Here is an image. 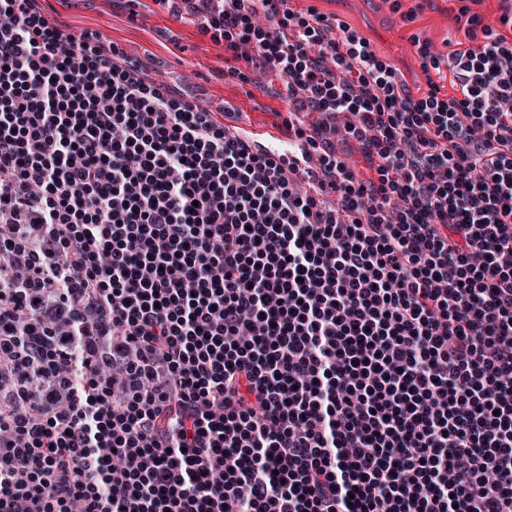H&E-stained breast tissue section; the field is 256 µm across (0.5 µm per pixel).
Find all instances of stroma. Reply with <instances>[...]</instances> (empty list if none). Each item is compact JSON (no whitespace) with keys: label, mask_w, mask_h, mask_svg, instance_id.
Masks as SVG:
<instances>
[{"label":"stroma","mask_w":512,"mask_h":512,"mask_svg":"<svg viewBox=\"0 0 512 512\" xmlns=\"http://www.w3.org/2000/svg\"><path fill=\"white\" fill-rule=\"evenodd\" d=\"M44 14L64 31L96 34L142 62L153 80L186 91L208 111L224 116L229 131L270 132L289 141L288 90L278 73L258 81L227 75L224 39L178 21L165 0H40ZM293 12L315 7L368 41L411 97L428 95L431 83L455 95L447 56L465 42V13L512 40L501 0H290Z\"/></svg>","instance_id":"1"}]
</instances>
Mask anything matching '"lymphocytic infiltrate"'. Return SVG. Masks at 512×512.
Returning <instances> with one entry per match:
<instances>
[{"instance_id": "1", "label": "lymphocytic infiltrate", "mask_w": 512, "mask_h": 512, "mask_svg": "<svg viewBox=\"0 0 512 512\" xmlns=\"http://www.w3.org/2000/svg\"><path fill=\"white\" fill-rule=\"evenodd\" d=\"M37 2L0 0V512H512V41L468 17L415 99L315 9L168 0L287 81L286 159Z\"/></svg>"}]
</instances>
